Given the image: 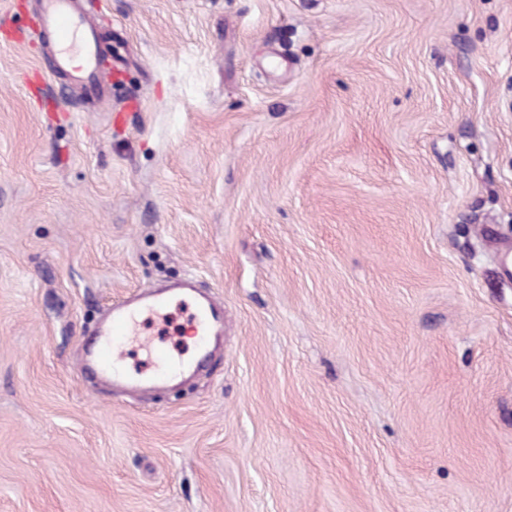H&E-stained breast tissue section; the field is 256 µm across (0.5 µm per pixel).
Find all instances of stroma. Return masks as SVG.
I'll return each instance as SVG.
<instances>
[{
    "instance_id": "1",
    "label": "stroma",
    "mask_w": 512,
    "mask_h": 512,
    "mask_svg": "<svg viewBox=\"0 0 512 512\" xmlns=\"http://www.w3.org/2000/svg\"><path fill=\"white\" fill-rule=\"evenodd\" d=\"M0 0V512H512V0ZM192 278L182 383L79 367ZM37 1L41 22L54 36V66L69 72L90 99L102 100L107 93L105 75L95 34L85 16L74 9L73 0ZM164 294L166 293L145 298L130 297L112 305L106 324L97 332V338L80 359L82 371L101 376L115 385L138 389L156 380H167L178 370L183 373L189 369L190 366L183 362L177 368L163 372L164 364L174 359L169 358V351L158 343L148 342L139 330V323L144 315H162L161 310L169 301H183L192 307L190 328L194 336H199L201 354H205L213 336L224 335V310H218L205 301L196 299L193 289L189 287L168 296H163ZM128 344L147 346L157 364L146 365L134 371L126 369L122 361V349Z\"/></svg>"
}]
</instances>
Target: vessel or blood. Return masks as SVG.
<instances>
[{"label": "vessel or blood", "mask_w": 512, "mask_h": 512, "mask_svg": "<svg viewBox=\"0 0 512 512\" xmlns=\"http://www.w3.org/2000/svg\"><path fill=\"white\" fill-rule=\"evenodd\" d=\"M42 24L53 33L56 68L69 72L93 100H102L106 93V81L101 57L92 28L85 16L78 13L73 0H38ZM178 300L192 308L190 323L200 347H207L212 337L223 335L224 316L205 301L196 299L192 289L183 288L163 296L145 298L130 297L114 304L106 324L80 360L83 372L105 378L112 384L138 389L165 379L163 364L169 360V352L155 342H147L139 330V323L148 315H160L167 301ZM129 344L147 345L154 365L131 371L122 361L123 349Z\"/></svg>", "instance_id": "vessel-or-blood-1"}]
</instances>
